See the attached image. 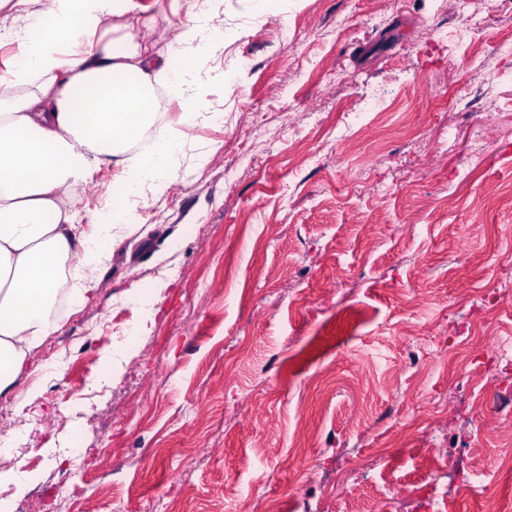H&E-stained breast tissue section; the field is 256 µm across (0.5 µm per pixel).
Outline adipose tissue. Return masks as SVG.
Instances as JSON below:
<instances>
[{
  "instance_id": "obj_1",
  "label": "adipose tissue",
  "mask_w": 512,
  "mask_h": 512,
  "mask_svg": "<svg viewBox=\"0 0 512 512\" xmlns=\"http://www.w3.org/2000/svg\"><path fill=\"white\" fill-rule=\"evenodd\" d=\"M38 16L9 30L23 64L0 73V394L14 393L20 410L44 383L29 358L59 330V298L82 304L99 289L102 243L124 230L116 203L132 208L174 183L170 161L196 119L195 88L174 55L210 22L196 13L158 47L139 35L155 21L137 0H43ZM160 89L186 111L144 154L137 144L160 120ZM104 166L116 169L112 198L86 226L84 187ZM22 375L31 384L18 392Z\"/></svg>"
}]
</instances>
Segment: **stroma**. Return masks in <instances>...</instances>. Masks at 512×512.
I'll return each instance as SVG.
<instances>
[{
  "instance_id": "1",
  "label": "stroma",
  "mask_w": 512,
  "mask_h": 512,
  "mask_svg": "<svg viewBox=\"0 0 512 512\" xmlns=\"http://www.w3.org/2000/svg\"><path fill=\"white\" fill-rule=\"evenodd\" d=\"M164 43L194 8L137 0ZM175 184L104 240L97 297L33 365L70 371L0 430V512H455L494 492L512 368V12L487 0H214ZM224 122L212 124V114ZM206 162H199V155ZM479 456L483 485L457 482ZM401 494L391 497L390 485Z\"/></svg>"
}]
</instances>
